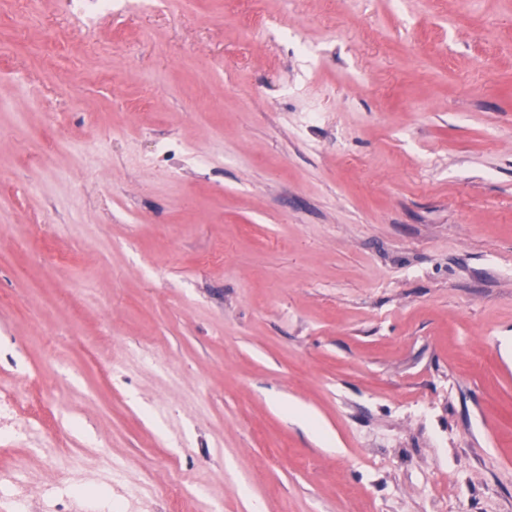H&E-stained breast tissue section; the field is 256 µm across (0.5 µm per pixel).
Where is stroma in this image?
<instances>
[{
    "instance_id": "obj_1",
    "label": "stroma",
    "mask_w": 512,
    "mask_h": 512,
    "mask_svg": "<svg viewBox=\"0 0 512 512\" xmlns=\"http://www.w3.org/2000/svg\"><path fill=\"white\" fill-rule=\"evenodd\" d=\"M15 12L0 473L42 512H512V0Z\"/></svg>"
}]
</instances>
